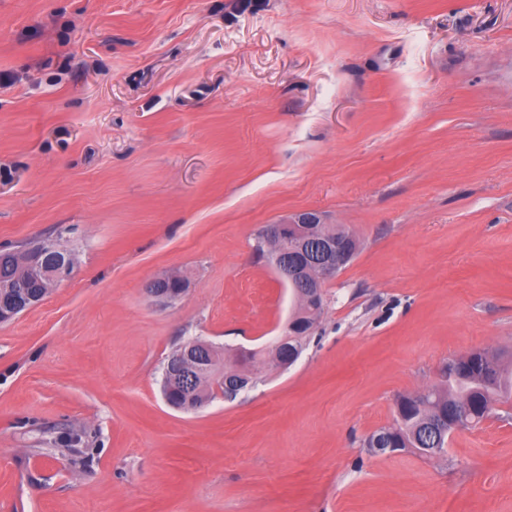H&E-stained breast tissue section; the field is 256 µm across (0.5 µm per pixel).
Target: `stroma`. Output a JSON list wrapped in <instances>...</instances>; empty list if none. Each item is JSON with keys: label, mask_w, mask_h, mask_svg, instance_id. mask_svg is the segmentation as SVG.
I'll return each mask as SVG.
<instances>
[{"label": "stroma", "mask_w": 512, "mask_h": 512, "mask_svg": "<svg viewBox=\"0 0 512 512\" xmlns=\"http://www.w3.org/2000/svg\"><path fill=\"white\" fill-rule=\"evenodd\" d=\"M310 209L360 249L283 371L253 246ZM54 239L71 278L0 323V512H512V400L366 446L448 359L512 368V0H0V244ZM193 338L260 381L169 408ZM177 288L173 285L170 273L152 279L146 285V293L159 306L169 307L174 305L182 297L181 294H175L172 289Z\"/></svg>", "instance_id": "35a3bbf8"}]
</instances>
